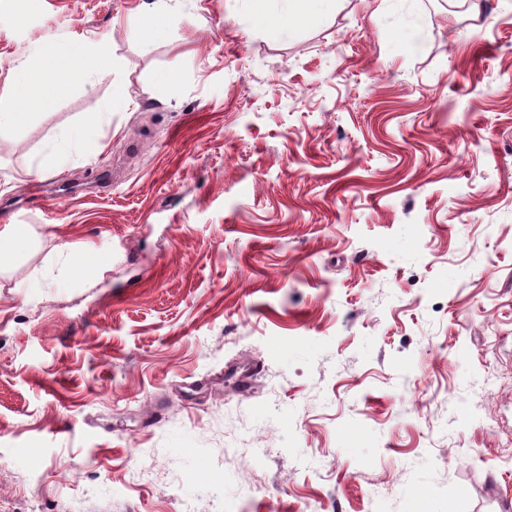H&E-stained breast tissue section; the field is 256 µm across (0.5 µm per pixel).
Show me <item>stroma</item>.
I'll return each mask as SVG.
<instances>
[{
  "mask_svg": "<svg viewBox=\"0 0 512 512\" xmlns=\"http://www.w3.org/2000/svg\"><path fill=\"white\" fill-rule=\"evenodd\" d=\"M143 3L0 0V512H512V0ZM269 0H249L252 5V17L263 26L299 28L305 25L313 15V7L316 3L325 0H293L298 4V8L289 12L286 16L274 17L269 15L265 8V3ZM64 56L61 57L66 62L64 66H45V71L52 76V79L41 84L39 88H31L26 81L18 80L15 85L4 88L0 95V128L7 124L16 126L24 123L31 112H2L9 111V105L18 99L26 101V105L40 106L45 100V88L54 83L69 84L75 80H85L98 67L102 61L112 62V56L99 47L87 45L85 47H66ZM26 241L28 248L33 244L24 224H7L0 230V272L10 269L23 255L15 245Z\"/></svg>",
  "mask_w": 512,
  "mask_h": 512,
  "instance_id": "obj_1",
  "label": "stroma"
}]
</instances>
